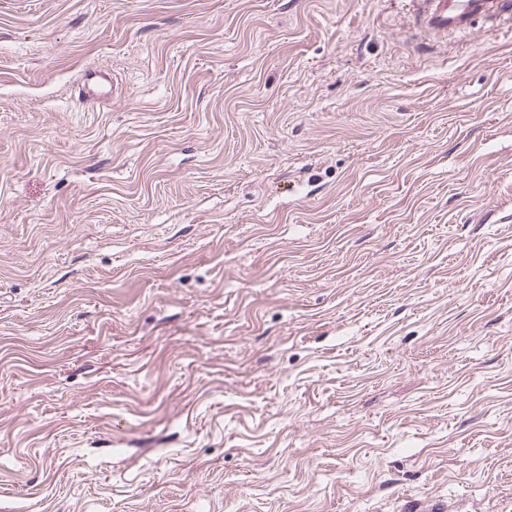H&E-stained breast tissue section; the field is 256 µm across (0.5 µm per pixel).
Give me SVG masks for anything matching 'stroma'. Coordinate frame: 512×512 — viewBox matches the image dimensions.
Segmentation results:
<instances>
[{"instance_id":"obj_1","label":"stroma","mask_w":512,"mask_h":512,"mask_svg":"<svg viewBox=\"0 0 512 512\" xmlns=\"http://www.w3.org/2000/svg\"><path fill=\"white\" fill-rule=\"evenodd\" d=\"M0 512H512V20L0 0ZM111 88V78L102 71H89L84 76L83 91L91 98H103Z\"/></svg>"}]
</instances>
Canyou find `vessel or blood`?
Listing matches in <instances>:
<instances>
[{
  "label": "vessel or blood",
  "mask_w": 512,
  "mask_h": 512,
  "mask_svg": "<svg viewBox=\"0 0 512 512\" xmlns=\"http://www.w3.org/2000/svg\"><path fill=\"white\" fill-rule=\"evenodd\" d=\"M418 30L425 35L444 36L462 31L482 19L512 17V0H411ZM111 79L101 71L85 74L83 91L91 98H103Z\"/></svg>",
  "instance_id": "1"
}]
</instances>
